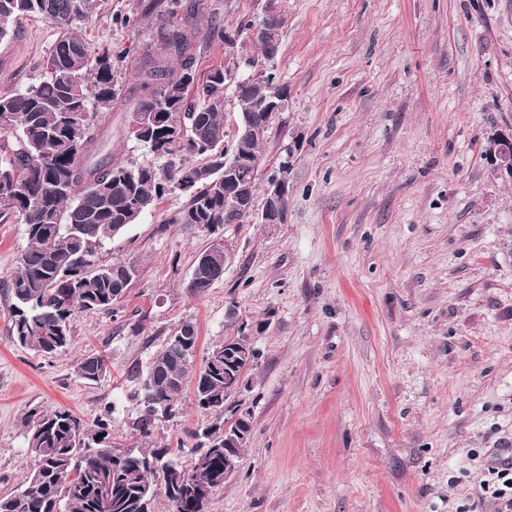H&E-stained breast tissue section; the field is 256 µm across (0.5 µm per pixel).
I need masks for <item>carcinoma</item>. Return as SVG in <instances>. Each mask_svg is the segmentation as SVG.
Segmentation results:
<instances>
[{
    "mask_svg": "<svg viewBox=\"0 0 512 512\" xmlns=\"http://www.w3.org/2000/svg\"><path fill=\"white\" fill-rule=\"evenodd\" d=\"M143 14L165 19L161 51L136 68L137 96L119 98L112 56H93L84 41L70 33L87 19L96 0H0V40L20 15H40L64 34L46 63V75L23 93L0 95V219L16 216L25 224L28 246L8 284L12 335L16 342L42 355L71 344L70 324L81 311H111L137 269L129 262H97L101 245L122 234L170 188L182 189L190 174L196 180L190 200L172 223L207 233L224 227V93L231 71L213 68L196 80V22L199 5L185 10L181 0H144ZM263 82L240 87L239 114L268 120L257 98ZM148 117L146 133L134 123L128 133L157 159L126 163L106 150L100 135L112 112ZM264 136L247 147L251 165L244 175L257 186L263 163ZM185 155L205 156L193 166ZM201 281L224 276V260L200 272ZM198 344L193 325L177 335L137 374L134 398L140 415L133 430L151 436L159 416L178 404ZM253 361L224 365V346L214 347L195 372L194 403L211 423L192 434L190 466L169 447L136 453L112 447L109 424L94 427L70 410L32 408L24 418L26 451L34 465L14 494L0 496V512H156L157 486L171 512H207L212 493L224 486V377L243 378ZM106 372L99 355H88L78 373L95 382Z\"/></svg>",
    "mask_w": 512,
    "mask_h": 512,
    "instance_id": "1",
    "label": "carcinoma"
}]
</instances>
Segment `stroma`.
<instances>
[{
	"mask_svg": "<svg viewBox=\"0 0 512 512\" xmlns=\"http://www.w3.org/2000/svg\"><path fill=\"white\" fill-rule=\"evenodd\" d=\"M204 3L229 30L270 4L283 18L269 61L197 35L196 74L270 72L287 88L257 179L287 178V219L225 225L224 276L194 295L211 239L174 223L189 195L167 191L99 250V263L137 266L114 312L78 313L50 358L10 333L7 284L28 239L0 221V495L32 467L22 419L35 407L89 426L111 411L113 446L140 450L131 376L190 323L194 363L242 330L259 353L236 399L249 444L208 512H497L482 485L490 455L512 448V180L488 149L512 127V0ZM159 27L139 0H98L76 33L111 54L129 94ZM61 34L14 19L0 94L38 84ZM90 354L107 366L95 382L77 373ZM209 420L185 386L150 445L188 442Z\"/></svg>",
	"mask_w": 512,
	"mask_h": 512,
	"instance_id": "35a3bbf8",
	"label": "stroma"
}]
</instances>
